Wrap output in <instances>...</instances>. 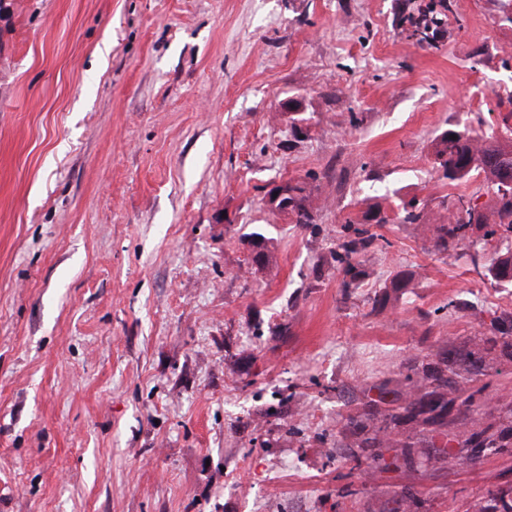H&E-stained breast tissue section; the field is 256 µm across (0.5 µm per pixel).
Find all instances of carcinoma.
<instances>
[{
	"label": "carcinoma",
	"instance_id": "1",
	"mask_svg": "<svg viewBox=\"0 0 512 512\" xmlns=\"http://www.w3.org/2000/svg\"><path fill=\"white\" fill-rule=\"evenodd\" d=\"M442 13L432 12L413 22L415 33L421 39L442 24ZM512 113L502 117V131L476 129L465 119L442 132L434 141V167L441 172L448 185L455 186L475 175H484L491 192L493 206L484 212L471 204L464 195H450L443 201L448 210V222L430 225L424 209L416 201L402 203L403 221L421 224L432 233L435 250L446 252L473 249L469 253L474 271L481 280L497 286H512V186L504 184L503 170H512ZM297 192L295 203L288 209V218L296 224H312L315 220L311 193L304 188L288 186ZM371 238L358 237L343 242L340 259L344 275L350 281L348 288L361 274V266ZM492 329L502 337H512V313L491 318ZM485 362L483 354L475 351L449 353L435 364H427L407 377L409 386L401 394L391 395L384 386L376 387L378 396L368 398L363 408L339 420L342 428L353 431L358 441L353 444L347 459L368 461V474L372 475L399 460H411V444L399 438L398 427L408 418L429 427L430 439H439L443 447L457 439L449 430L448 409L456 401L468 407L473 423L482 419V402L468 392L467 384L478 364ZM474 455L501 453L512 448V421L498 427H484L464 441ZM393 452L392 462L385 453Z\"/></svg>",
	"mask_w": 512,
	"mask_h": 512
}]
</instances>
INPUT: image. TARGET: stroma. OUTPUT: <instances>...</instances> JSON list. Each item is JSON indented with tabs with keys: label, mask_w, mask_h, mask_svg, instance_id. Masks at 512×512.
<instances>
[{
	"label": "stroma",
	"mask_w": 512,
	"mask_h": 512,
	"mask_svg": "<svg viewBox=\"0 0 512 512\" xmlns=\"http://www.w3.org/2000/svg\"><path fill=\"white\" fill-rule=\"evenodd\" d=\"M437 2L0 0V512H467L512 489V454L427 467L415 423L412 463L367 479L336 423L478 349L483 425L512 416V345H486L512 292L420 225L364 218L491 206L433 143L498 123L512 26L505 0H449L419 40ZM288 179L311 180L315 223L266 207ZM372 237H358L344 241L340 248L343 250V254L340 255V259L344 266V275L350 276V282H344V287L349 288L350 285L355 284L358 276L361 274L360 267L365 261L363 258L368 252L367 249L371 245Z\"/></svg>",
	"instance_id": "obj_1"
}]
</instances>
